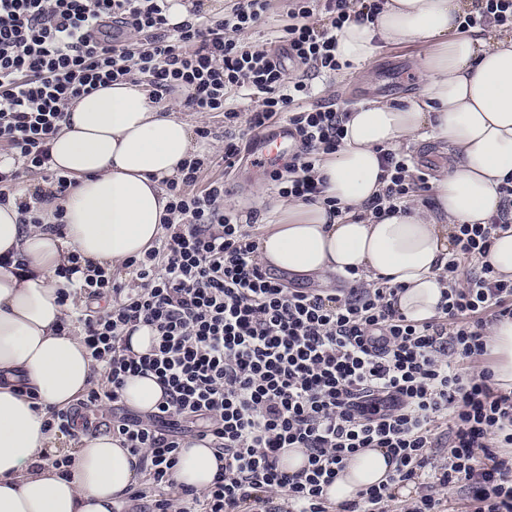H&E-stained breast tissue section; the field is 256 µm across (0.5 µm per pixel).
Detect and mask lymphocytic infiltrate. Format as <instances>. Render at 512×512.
<instances>
[{
    "label": "lymphocytic infiltrate",
    "instance_id": "obj_1",
    "mask_svg": "<svg viewBox=\"0 0 512 512\" xmlns=\"http://www.w3.org/2000/svg\"><path fill=\"white\" fill-rule=\"evenodd\" d=\"M384 0H293L280 30L285 58L242 42L270 0H233L222 15L193 4L190 20L169 25L168 0H0V143L14 159L0 170V204L22 174L38 172L64 195L72 179L53 170L50 142L72 100L126 81L147 86L155 103L180 96L191 112L224 115V150L202 151L167 180L165 233L129 259L140 284L71 254L56 276L82 274L83 342L102 370L104 389L86 400L120 406L125 380L154 375L164 399L148 420L120 417L112 434L139 455L149 485L134 491L144 512H329L325 489L353 454L384 449L394 469L342 512H387L395 485L419 481L401 512H448L444 492L467 481L470 512H512V391L492 383L485 337L512 318V279L485 258L497 231L512 229V179L485 224H461L440 274V316L406 318L397 288L354 277L336 292L286 287L257 256L256 213L224 202V182L196 184L214 166L231 171L239 142L275 121L296 131L299 148L268 178L279 197L313 203L324 196L316 170L343 144L348 111L314 100L309 73L341 68L336 40L351 21L368 22ZM512 29V0H475L460 29ZM254 101L243 113L231 95ZM387 186L366 204L371 218L425 199L426 173L409 153L382 151ZM157 342L135 354L138 325ZM211 440L224 464L204 492L175 485L185 434ZM448 455L430 453L440 439ZM304 449L296 474L282 450Z\"/></svg>",
    "mask_w": 512,
    "mask_h": 512
}]
</instances>
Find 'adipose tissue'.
I'll return each instance as SVG.
<instances>
[{
  "label": "adipose tissue",
  "instance_id": "ef3b65f1",
  "mask_svg": "<svg viewBox=\"0 0 512 512\" xmlns=\"http://www.w3.org/2000/svg\"><path fill=\"white\" fill-rule=\"evenodd\" d=\"M469 0H386L375 22H349L337 38L340 61L371 58L377 41H420L423 85L408 105L373 101L353 109L339 152L317 176L327 198L351 208L338 218L323 202L281 200L257 240L260 262L291 274L324 277L354 268L367 279L399 287L398 307L418 322L438 316L439 273L459 224H484L499 210V187L512 178V37L461 33ZM428 136L448 154L432 183L437 208L412 205L380 221L360 218L385 188L379 152ZM198 145L191 125L152 102L144 84L126 82L73 100L51 143V166L75 181L67 195L45 203L42 223L22 221L17 192L0 205V512H113L143 478L138 458L120 438L87 434L71 452L68 474L43 466L53 441L45 410L64 409L99 375L83 338L59 333L69 305L56 268L70 254L118 268L154 247L164 229L168 197L162 182ZM63 208V228L53 214ZM28 271L17 274L15 262ZM495 387L512 391V319L487 338ZM221 462L207 442L186 439L175 467L178 487L203 491ZM384 449L354 455L326 497L356 500L384 481Z\"/></svg>",
  "mask_w": 512,
  "mask_h": 512
}]
</instances>
